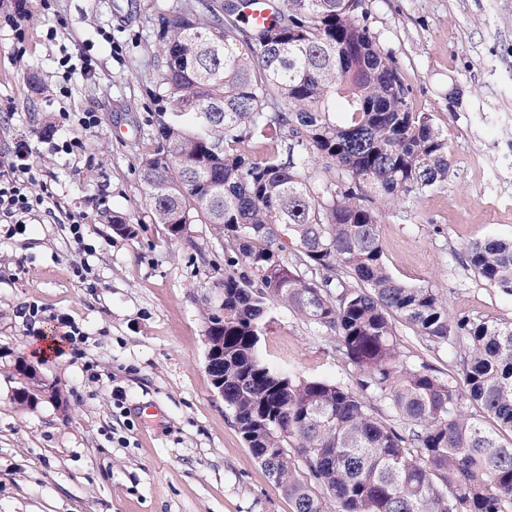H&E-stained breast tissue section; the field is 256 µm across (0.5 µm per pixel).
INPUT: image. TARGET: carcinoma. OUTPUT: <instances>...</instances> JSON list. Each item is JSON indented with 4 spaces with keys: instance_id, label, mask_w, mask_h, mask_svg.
<instances>
[{
    "instance_id": "carcinoma-1",
    "label": "carcinoma",
    "mask_w": 512,
    "mask_h": 512,
    "mask_svg": "<svg viewBox=\"0 0 512 512\" xmlns=\"http://www.w3.org/2000/svg\"><path fill=\"white\" fill-rule=\"evenodd\" d=\"M249 6L159 15L156 147L140 163L154 223L224 241V310L202 309L224 337V403L293 512H323L314 484L338 512H512V321L450 315L388 272L378 234L383 208L448 179L447 137L414 108L365 0H283L267 27L243 21ZM466 256L512 295V241ZM272 304L333 338L355 387L265 364ZM396 318L456 351L462 385L403 354Z\"/></svg>"
}]
</instances>
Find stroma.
Instances as JSON below:
<instances>
[{"mask_svg":"<svg viewBox=\"0 0 512 512\" xmlns=\"http://www.w3.org/2000/svg\"><path fill=\"white\" fill-rule=\"evenodd\" d=\"M183 0H12L0 8V165L19 143L58 201L16 232L0 225V351L30 357L62 336L59 358H34L66 408L11 400L0 369V512H292L252 455L206 367L202 299L224 274V245L205 224L190 239L154 223L139 169L151 151L153 31ZM368 24L395 58L416 109L448 136L451 168L434 190L385 211L387 270L433 288L451 315L512 321V296L468 267L473 241L512 239V0H367ZM91 59L92 72L81 69ZM48 88L34 95L29 76ZM69 113L74 154H50L45 122ZM99 124L82 129L81 113ZM86 216L82 253L65 214ZM133 235L112 230L114 214ZM401 350L437 371L456 360L426 350L397 322ZM272 369L355 384L330 337L271 305L258 345ZM32 357V356H31Z\"/></svg>","mask_w":512,"mask_h":512,"instance_id":"obj_1","label":"stroma"}]
</instances>
